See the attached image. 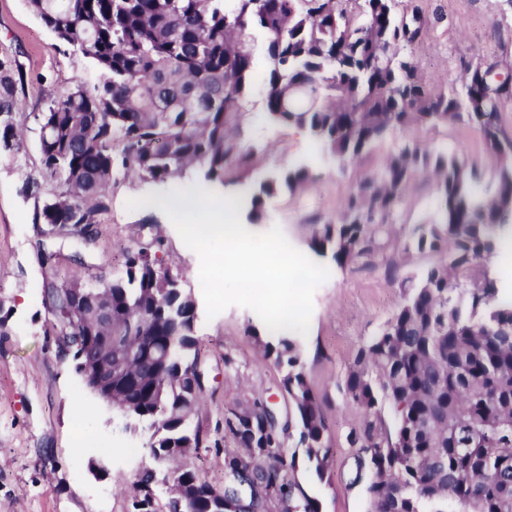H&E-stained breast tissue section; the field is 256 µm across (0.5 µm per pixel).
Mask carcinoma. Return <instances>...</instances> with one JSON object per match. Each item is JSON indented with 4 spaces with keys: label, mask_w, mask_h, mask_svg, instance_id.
<instances>
[{
    "label": "carcinoma",
    "mask_w": 512,
    "mask_h": 512,
    "mask_svg": "<svg viewBox=\"0 0 512 512\" xmlns=\"http://www.w3.org/2000/svg\"><path fill=\"white\" fill-rule=\"evenodd\" d=\"M57 45L89 59L99 72L91 88L66 90L36 115L42 169L58 190L37 218L50 231L100 223L108 189L133 173L148 183H178L198 168L224 185L231 167L252 163L242 142L246 101L256 77L254 42L262 38L267 118L304 129L341 164L394 131L466 123L480 130L498 163L492 194L477 192L478 174L460 169L455 151H431L406 137L381 173L361 179L335 223L316 224L314 254L343 267L381 248L383 224L417 176L435 184V219L417 224L413 245L440 255L418 277L400 282L402 301L358 350L344 388L363 421L349 435L367 459L370 512H512V293L486 269L501 232H512V138L499 103L512 84L487 82L468 69L461 86L435 91L408 52L421 36V15L399 0H28ZM15 82L0 62V114L14 107ZM304 166L260 185L263 197L315 182ZM155 236L128 250L125 271L107 281L112 327L139 326L129 341L125 394L112 408L144 424L150 464L132 485L131 512H222L213 486L183 464L202 444L193 424L201 389L197 309L182 287H165L152 254ZM73 288L99 283L52 278L44 298L60 336H88L86 315L71 310ZM264 356L284 370L282 386L294 421L281 426L264 405L231 412L224 431L243 449L224 454V497L248 512L275 502L280 512H319V502L288 478L295 461L280 433L299 427L308 464L319 480L332 468L323 400L309 384L295 337L257 338ZM176 480L167 488L163 474Z\"/></svg>",
    "instance_id": "1"
}]
</instances>
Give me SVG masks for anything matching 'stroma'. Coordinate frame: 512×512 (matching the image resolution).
<instances>
[{
	"label": "stroma",
	"instance_id": "35a3bbf8",
	"mask_svg": "<svg viewBox=\"0 0 512 512\" xmlns=\"http://www.w3.org/2000/svg\"><path fill=\"white\" fill-rule=\"evenodd\" d=\"M427 22L418 48L421 73L431 86L459 84L465 68L495 66L512 73V0H410ZM0 60L17 82L13 125L22 131L11 148L0 146V512H130L128 490L143 455L147 431L123 429L83 384L71 358L58 346L43 303V283L51 277L111 279L125 263L127 249L160 233L154 252L163 267L181 273L184 286L201 298L199 258L158 209L127 210L126 202L147 194L168 196L162 183L119 181L99 224L65 234L48 232L36 213L57 189L40 165L35 114L63 89L93 87L99 78L81 54L56 46L27 0H0ZM266 86L254 81L247 99L242 140L254 151L245 171L226 174L223 195L234 197L245 228L262 234L280 227L299 251L316 224L336 221L346 197L366 174L380 172L403 132L375 144L354 163L335 158L309 139L305 130L269 122ZM413 135L433 150H459L493 190L497 162L484 149L478 129L459 124L419 127ZM319 175L300 192L282 188L265 197L260 223H252L250 198L267 176L299 165ZM29 194H21L23 184ZM436 192L426 178L411 185L386 225L380 251L330 276L315 291L309 332L299 337L305 372L324 397L328 443L334 465L318 480L308 465L296 429L282 439L285 456L296 459L289 476L318 500L320 512H369L363 484L354 480L357 451L348 437L362 421L360 409L342 392L343 380L359 347L391 316L401 301L399 281L437 263L436 254L402 247L414 225L436 215ZM267 328L251 310L231 306L214 318L197 309V348L205 372L194 422L203 444L189 460L201 478L224 484V453L234 450L224 437L229 411L267 405L279 421L291 407L282 390L283 370L265 357L257 336Z\"/></svg>",
	"mask_w": 512,
	"mask_h": 512
}]
</instances>
